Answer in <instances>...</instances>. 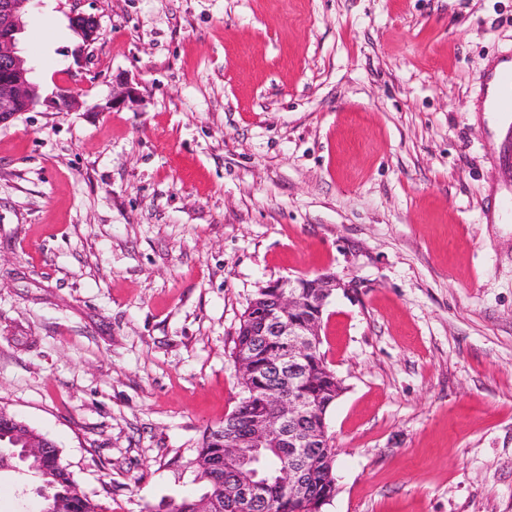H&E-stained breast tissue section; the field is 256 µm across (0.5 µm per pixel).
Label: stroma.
Returning a JSON list of instances; mask_svg holds the SVG:
<instances>
[{
	"label": "stroma",
	"instance_id": "stroma-1",
	"mask_svg": "<svg viewBox=\"0 0 512 512\" xmlns=\"http://www.w3.org/2000/svg\"><path fill=\"white\" fill-rule=\"evenodd\" d=\"M18 48L82 108L0 121V406L89 498L200 497L249 301L331 273L324 512H512V163L481 116L512 0H35ZM37 485L0 473V512ZM70 20L73 31L82 40L81 46L90 45L100 39V24L95 16L83 12H74ZM140 98V91L135 84L129 80L119 81L116 89H112V98L106 109H122L134 106Z\"/></svg>",
	"mask_w": 512,
	"mask_h": 512
}]
</instances>
